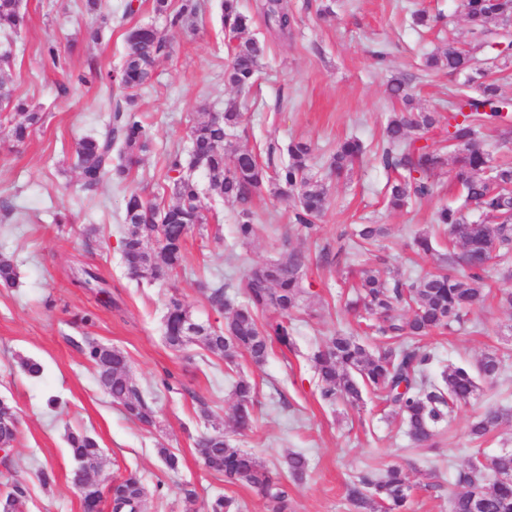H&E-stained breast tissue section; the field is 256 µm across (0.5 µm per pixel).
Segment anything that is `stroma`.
Returning a JSON list of instances; mask_svg holds the SVG:
<instances>
[{"mask_svg": "<svg viewBox=\"0 0 512 512\" xmlns=\"http://www.w3.org/2000/svg\"><path fill=\"white\" fill-rule=\"evenodd\" d=\"M258 2L240 0L241 10L256 17L249 37L266 46L257 82L245 91L225 82L220 0H197L196 15L175 32L169 54L156 61L133 106L150 124L148 151L128 177L106 179L92 194L81 189L74 147L81 138L104 134L114 100L86 76L93 67L120 68L125 26L162 29L165 18L154 13L152 0H100V14L125 17L126 24L93 41L88 32L98 26L99 15L87 13L83 0H22L26 27L11 37L0 33V50L8 46L13 54L0 80L13 97L44 114L22 143L9 135L11 113L0 114V252L13 256L18 273L15 287L0 289V398L16 407L20 419L14 448L0 463V482L23 488L26 512H82L66 442L71 431L97 439L100 480L131 473L141 480L148 512H186L188 487L198 494V512L217 495L235 498L240 512H268L257 490L227 483L203 467L195 440L216 426L278 471H285L291 453L308 457L305 478L288 483L290 512H351L348 484L391 464L409 476L412 512H449L456 473L477 448L471 423L488 409L512 407V310L496 297L512 289V277H504L495 262L483 283L488 294L470 311L468 327L422 341L435 355L428 368L433 378L451 363L476 365L488 352L505 358L503 371L480 381L450 427L439 430L434 447L414 446L374 396L356 406L322 402L312 362L338 330L357 329L345 303L363 263L335 259L340 234L358 224H384L389 234L381 254L390 272L417 278L437 265L435 257L415 255L410 243L417 232L432 229L437 209L459 204L454 165L436 172L432 198L393 210L385 201L389 174L377 153L388 118L402 108L389 94L392 78L406 79L417 110L447 112L449 93L463 78L426 68L425 59L447 39L468 41L462 0H288L295 21L285 36L256 16ZM129 3L136 11L128 16ZM417 10L441 20L434 27L418 24ZM50 44L58 49L59 64L47 57ZM229 102L242 114L231 136L234 146L261 154L271 144H310L312 173L328 198L317 233L303 235L291 224L296 193L267 191L249 203L255 237L237 241L239 203L208 194V174L199 167L191 176L203 192L207 222L189 233L181 267L152 282L132 279L120 249L125 196L135 190L160 205L172 204L164 184L169 154L187 151L194 123L201 115L222 113ZM350 136L361 139L366 151L339 178L328 168L330 157ZM295 250L310 258L304 282L311 298L296 314L293 350L273 347L259 366L239 358L242 374L256 388L253 426L240 433L230 422V370L198 344L181 351L166 345V305L179 297L198 320L223 325L242 300L239 285L249 268ZM84 266L106 280L107 295L73 285ZM219 279L228 303L223 310L208 301ZM91 342L128 356L133 381L156 407L152 425L129 419L98 385L84 355ZM22 357L38 360L42 375L25 374L18 364ZM51 396L59 399L53 408L46 404ZM204 406L210 417L201 416ZM164 448L177 456V470L165 465ZM44 466L55 475L48 486L39 475Z\"/></svg>", "mask_w": 512, "mask_h": 512, "instance_id": "stroma-1", "label": "stroma"}]
</instances>
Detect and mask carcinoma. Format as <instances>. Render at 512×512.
<instances>
[{"instance_id":"1","label":"carcinoma","mask_w":512,"mask_h":512,"mask_svg":"<svg viewBox=\"0 0 512 512\" xmlns=\"http://www.w3.org/2000/svg\"><path fill=\"white\" fill-rule=\"evenodd\" d=\"M194 0H182L179 10L171 11V0H153L154 13L166 17L172 28L181 26L185 16L195 13ZM221 21L228 38L230 64L225 77L233 87L249 89L256 81L259 61L265 45L253 38L243 39L251 18L239 9L238 0H221ZM465 16L470 23L468 48L453 41L427 57L430 69L450 73L467 72V88L452 92L448 115L439 112H395L385 127L378 159L388 171L398 175L388 185V204L397 209L411 200L431 197L436 192L434 172L453 152L457 164L455 178L462 190V204L445 207L436 213L435 223L443 227L448 244L462 252L448 250L440 255V264L431 274L405 279L378 268L362 271L356 299L350 308L364 311L358 315L364 336L336 332L314 354L320 399L332 404L340 398L357 404L370 393L381 400L389 412L400 417L406 434L414 444L432 448L439 427L451 422L455 409L467 403L478 390V381L494 378L503 367L502 357L484 356L476 367L450 365L434 380L427 374L434 360L419 341L433 332L456 331L479 300L489 262L512 256V162H499L484 149L485 131L494 129L512 134V98L499 92V85L488 80L512 60L509 45H501L504 23L512 20V0H464ZM257 13L279 30L291 25L293 16L283 0H261ZM26 16L18 0H0V33L17 34ZM128 52L117 72L90 68L91 80L117 87L123 98L109 115L106 133L85 137L75 146L76 167L83 189L89 193L112 173L127 176L140 162V154L150 145V133L141 115L131 109L134 93L151 78L156 61L169 54L170 41L156 27L144 24L126 33ZM13 109L21 117L11 128L12 138L22 143L30 129L42 120V113L14 102L11 92L0 81V111ZM242 113L227 104L222 118L210 117L190 129L193 151L202 160L209 176L212 195L232 199L242 205L237 224L241 241L256 231L254 213L246 207L250 198L275 185L297 192L299 204L294 223L307 234L317 231L315 221L326 206L324 187L314 180L308 160L310 148L303 142L288 144V159L281 149L270 145L266 158L233 147L227 130L239 124ZM445 126L439 139L429 136L432 129ZM120 145L121 163L112 166V150ZM363 152L357 139H347L332 155L330 166L341 175ZM166 178L176 203L159 207L136 191L124 200V223L128 224L121 241L123 264L129 275L152 281L163 269H174L183 261L186 236L206 223L205 206L198 184L182 171V158L176 152L169 157ZM491 217V227L471 219V214ZM386 235L381 224H359L349 240L341 239L336 256L368 251ZM156 243L157 249L148 248ZM435 233L422 232L413 238L417 251H436ZM308 256L300 251L287 257L250 268L243 284V302L233 310L222 327L198 323L196 335H185V325L195 320L190 308L178 297H171L165 314V342L175 350L188 342H197L209 352L224 357L232 367L245 354L255 364L266 361L274 345L292 348V316L305 301L304 287ZM17 279L13 259L0 254V286L11 288ZM74 283L81 288L100 287L102 279L92 270L80 268ZM398 306L411 311L407 319L394 315ZM92 363L98 384L133 419L154 422L152 402L133 382L126 355L109 346L90 343L85 351ZM236 404L231 420L235 429L250 428L253 420L255 389L239 378L234 385ZM512 413L504 408L490 409L470 427L472 440H483L501 419ZM224 432L204 433L195 440V448L205 468L225 480L257 489L266 500L269 512H288V487L281 474L262 465L257 458L221 439ZM70 453L76 461L100 460L98 441L84 432L67 436ZM309 468L301 453L288 456V474L301 480ZM462 491L451 501V512H512V452L501 453L485 465L475 452L468 465L456 476ZM410 484L407 475L393 466L377 475L364 473L349 486L347 498L355 512H409ZM112 512H145L146 493L133 474L112 485ZM24 492L14 486L0 497V512H19ZM235 500L227 496L211 499L206 512H237Z\"/></svg>"}]
</instances>
